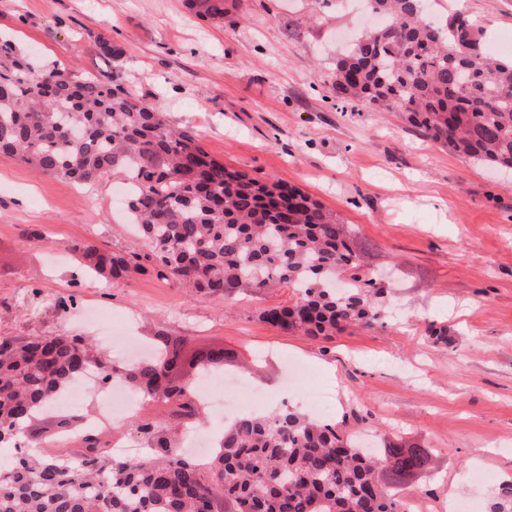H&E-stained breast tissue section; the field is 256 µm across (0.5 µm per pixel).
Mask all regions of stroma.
I'll use <instances>...</instances> for the list:
<instances>
[{"label": "stroma", "instance_id": "1", "mask_svg": "<svg viewBox=\"0 0 512 512\" xmlns=\"http://www.w3.org/2000/svg\"><path fill=\"white\" fill-rule=\"evenodd\" d=\"M464 13L486 49L512 38V0H434ZM356 0H224V20L186 0H0V32L43 59L124 85L193 128L230 169L298 189L365 243L361 271L385 283L383 325L330 338L285 334L258 312L288 301L273 288L231 303L191 296L152 275L78 277L74 244L144 248L126 224L118 177L89 187L38 175L0 155V336L66 332L107 345L129 333L186 351L222 347L246 367L258 408L303 410L313 388L337 392L336 420L365 435L434 449V476L409 490L415 512L463 496L491 512L512 485V173L464 160L409 127L338 96L328 66L358 34ZM121 49L103 58L94 42ZM36 226L37 243L20 231ZM69 299L67 311L56 298ZM447 326L448 342L428 337Z\"/></svg>", "mask_w": 512, "mask_h": 512}]
</instances>
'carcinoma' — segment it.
Wrapping results in <instances>:
<instances>
[{"label": "carcinoma", "mask_w": 512, "mask_h": 512, "mask_svg": "<svg viewBox=\"0 0 512 512\" xmlns=\"http://www.w3.org/2000/svg\"><path fill=\"white\" fill-rule=\"evenodd\" d=\"M392 24L359 35L331 63L336 92L408 124L448 152L512 171V60L492 56L472 21L443 26L427 0H376ZM224 19V0H188ZM38 174L92 185L108 174L130 183L126 205L149 252L73 246L87 277L153 273L190 293L224 300L289 288L293 296L259 318L285 333L328 337L384 316L385 289L359 273L361 251L347 225L320 203L272 179L213 159L194 131L171 126L129 93L119 71L101 79L38 60L0 35V155ZM224 349L185 360L184 339L161 336L153 354L123 364L79 336H0V512H410L401 490L430 471L429 448L386 439L368 454L336 423L282 407L224 429L204 463L184 456L175 432L150 423L147 454L118 458L88 433L79 449L39 457L21 444L41 412L96 370L180 422L201 414L193 378L221 372Z\"/></svg>", "instance_id": "obj_1"}]
</instances>
